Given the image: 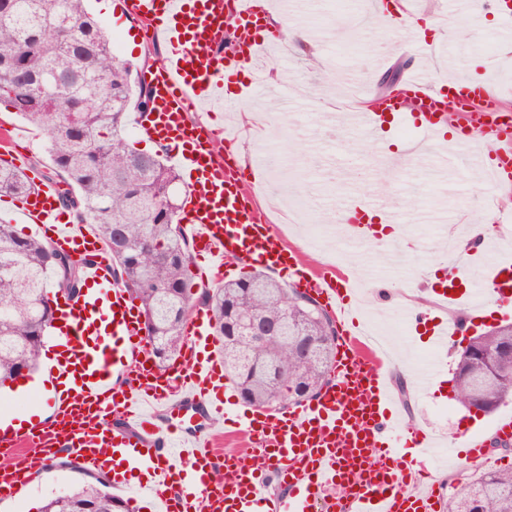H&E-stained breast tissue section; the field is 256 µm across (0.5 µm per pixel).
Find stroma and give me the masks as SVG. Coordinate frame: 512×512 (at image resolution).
Listing matches in <instances>:
<instances>
[{
    "instance_id": "35a3bbf8",
    "label": "stroma",
    "mask_w": 512,
    "mask_h": 512,
    "mask_svg": "<svg viewBox=\"0 0 512 512\" xmlns=\"http://www.w3.org/2000/svg\"><path fill=\"white\" fill-rule=\"evenodd\" d=\"M283 19L294 33L313 42L327 68L356 74L364 87L377 90L382 75L399 61L422 58L435 73L453 68L458 75L484 76L498 51L496 27L472 31L469 41L437 38L436 17L452 11V0H413L420 31L429 34V45L405 43L401 35L407 20L381 16L360 24L356 18L368 0H288ZM88 9L120 43L118 53L140 62L146 40L138 35V20H125L104 8L102 0H88ZM267 70L280 75L278 83L268 77L247 75L243 94L259 116L270 125L236 143L243 153L240 167H249L254 138L275 143L280 159L274 170L256 174L259 182L274 181V188L257 195L265 214L286 218L293 207L301 209V223L288 233L289 244L298 248L309 267L323 273L339 271L354 275L361 293L360 315L381 328L390 339L387 353L392 377L404 378L410 405L401 416L406 427L418 426L445 441L444 450L427 462L442 485H463L480 470L512 467V451L487 454L480 460L461 456L456 442L470 422L493 435L502 418L512 415V397L492 414L471 418L448 396L447 388L419 390L416 379L431 356L428 323L407 321L410 300L401 285L422 278L427 267L445 266L449 255L442 249L445 236L468 232L486 212L496 215L498 234L486 248L485 267L503 258L512 259V205L503 204L493 187L463 162L453 149H430L421 158L395 168L387 186L379 174L389 156L405 152L416 136L413 124L395 125L385 136V150L366 140L353 125L325 121L330 105L342 94L322 83L308 66L306 56L291 53L281 58L272 52ZM360 196L393 206L402 216V236L385 247L354 239L347 225L337 222V202ZM415 199L408 207L407 199ZM88 470L60 466L58 460L32 476L15 498L0 501V512H29L32 503L89 481Z\"/></svg>"
}]
</instances>
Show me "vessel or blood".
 Instances as JSON below:
<instances>
[{
	"mask_svg": "<svg viewBox=\"0 0 512 512\" xmlns=\"http://www.w3.org/2000/svg\"><path fill=\"white\" fill-rule=\"evenodd\" d=\"M153 34L168 54L143 73L154 98L139 113L137 130L193 172L184 207L183 229L203 264V285L216 286L232 262L259 266L290 276L296 287L336 310L347 340L338 351L330 386L315 399L286 410L245 405L232 393L215 350L211 311H197L188 322L186 343L177 364L152 365L140 313L112 279V259L96 233L64 217L57 183L41 179L16 208L60 251L84 260L86 283L101 291L112 313V330L86 340L83 298L65 300L58 332L66 356L59 373L93 366L97 377L65 391L53 402L48 419L27 427L0 426V446L19 450L13 463L0 464V495L23 489L44 460L58 449L90 470L108 468L111 449L124 448L130 462L146 466L149 483L135 498L152 502L154 512H439V484L408 455L433 447L424 431L406 434L380 350L370 342L353 307L355 290L347 277L314 274L295 251L252 209L253 184L231 167L214 147L231 142L224 126V75L231 66L256 67L268 38L260 36L254 0H117ZM414 117H407L400 95L379 97L376 107L355 113L364 137L382 142L386 125L413 119L418 135L408 150L416 157L446 142L449 114H456L460 150L478 137L501 144L482 169L493 183L512 181V123L496 119L490 105L497 94L485 81H453L438 87L432 72L414 69L406 78ZM207 107L209 122L190 121L189 110ZM357 237L362 219L376 214L382 223L400 218L391 207L362 199L343 202ZM512 263L491 271L486 295L500 306L512 305V284L500 282ZM231 426L250 438L254 455H222L213 425ZM287 487L284 496L268 494L266 479Z\"/></svg>",
	"mask_w": 512,
	"mask_h": 512,
	"instance_id": "vessel-or-blood-1",
	"label": "vessel or blood"
}]
</instances>
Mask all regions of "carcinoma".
I'll use <instances>...</instances> for the list:
<instances>
[{
  "instance_id": "cac0c4a2",
  "label": "carcinoma",
  "mask_w": 512,
  "mask_h": 512,
  "mask_svg": "<svg viewBox=\"0 0 512 512\" xmlns=\"http://www.w3.org/2000/svg\"><path fill=\"white\" fill-rule=\"evenodd\" d=\"M0 102L44 134L50 178L65 185L61 205L105 243L116 283L139 300L151 354L164 365L179 356L184 328L197 305L213 313L224 368L240 397L281 408L320 394L333 367L335 320L316 300L266 272L193 291L192 255L181 227L188 189L164 154L128 143V111H146L151 91L137 65L112 49V39L86 0H0ZM32 185L19 169L0 164V194L21 198ZM82 263L33 236L0 224V386L40 361L51 327L48 278L67 295L82 287ZM281 325L288 342L269 338L250 351L234 336L238 313ZM315 344L304 355L305 340ZM452 381L460 405L472 388L479 353H496L501 378L484 388L488 402L512 393V323L471 338ZM106 484L87 482L39 512H124ZM444 512H512V468L475 476L445 502Z\"/></svg>"
}]
</instances>
